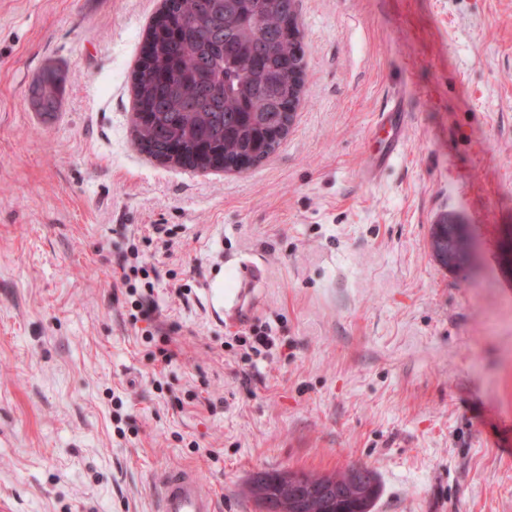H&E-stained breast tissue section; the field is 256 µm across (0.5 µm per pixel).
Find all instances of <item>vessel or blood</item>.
<instances>
[{"label": "vessel or blood", "instance_id": "b4317fda", "mask_svg": "<svg viewBox=\"0 0 512 512\" xmlns=\"http://www.w3.org/2000/svg\"><path fill=\"white\" fill-rule=\"evenodd\" d=\"M404 118V103L399 98L378 118L377 137L382 147L368 160L365 168L367 176H376L401 154ZM152 495L156 512H217V497L210 484L192 470L164 469L157 472Z\"/></svg>", "mask_w": 512, "mask_h": 512}]
</instances>
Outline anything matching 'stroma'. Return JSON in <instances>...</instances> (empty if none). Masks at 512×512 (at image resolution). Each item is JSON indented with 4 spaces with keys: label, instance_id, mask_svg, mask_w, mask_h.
<instances>
[{
    "label": "stroma",
    "instance_id": "35a3bbf8",
    "mask_svg": "<svg viewBox=\"0 0 512 512\" xmlns=\"http://www.w3.org/2000/svg\"><path fill=\"white\" fill-rule=\"evenodd\" d=\"M159 7L0 0V512H155L173 467L259 512L252 473L354 463L374 512H512V0H298L297 117L243 174L138 146ZM49 63L67 81L45 116ZM398 91L404 151L366 181ZM448 216L475 246L460 271L431 249ZM130 232L176 327L165 368L126 321ZM243 263L255 309L216 319L206 289ZM261 322L290 348L250 366L229 340Z\"/></svg>",
    "mask_w": 512,
    "mask_h": 512
}]
</instances>
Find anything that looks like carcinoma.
Listing matches in <instances>:
<instances>
[{
	"label": "carcinoma",
	"instance_id": "cac0c4a2",
	"mask_svg": "<svg viewBox=\"0 0 512 512\" xmlns=\"http://www.w3.org/2000/svg\"><path fill=\"white\" fill-rule=\"evenodd\" d=\"M161 26H151L153 63L137 69L135 108L148 117L135 125L139 146L154 157L181 149L201 159L217 152L224 164L254 154L264 160L280 145L277 140L288 102L292 76L304 72L303 45L282 26L280 0H164ZM43 97L52 105L61 99L66 73L48 65L41 73ZM436 256L454 268L467 261V242L442 225L433 233ZM344 469L332 475L303 473L297 487L300 507L291 512H337L315 488L342 482ZM263 484L251 480L256 501L274 497L291 501L288 472L267 471ZM359 512H372L380 496L377 473L367 483Z\"/></svg>",
	"mask_w": 512,
	"mask_h": 512
}]
</instances>
